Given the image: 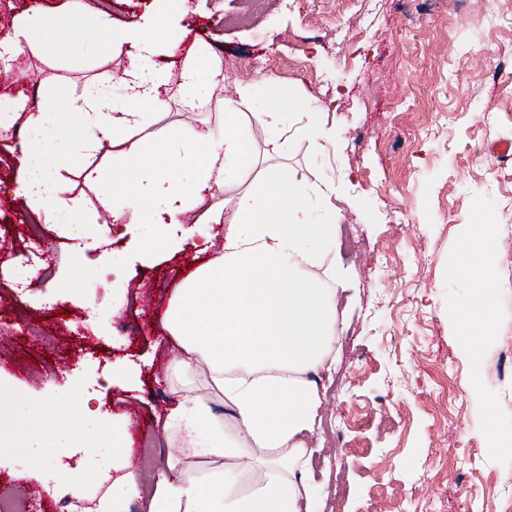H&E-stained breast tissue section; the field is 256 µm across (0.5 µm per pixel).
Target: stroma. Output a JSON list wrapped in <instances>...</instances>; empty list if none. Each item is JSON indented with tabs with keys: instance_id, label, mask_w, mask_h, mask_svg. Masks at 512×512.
Listing matches in <instances>:
<instances>
[{
	"instance_id": "35a3bbf8",
	"label": "stroma",
	"mask_w": 512,
	"mask_h": 512,
	"mask_svg": "<svg viewBox=\"0 0 512 512\" xmlns=\"http://www.w3.org/2000/svg\"><path fill=\"white\" fill-rule=\"evenodd\" d=\"M154 0H95L88 13L113 27L149 21L168 30L171 16ZM181 19L186 43L219 57L212 95L194 112L170 101L146 111L144 136L167 128L200 130L224 123V102L260 84L244 107L258 165L241 180L260 186L279 167L298 184L335 181L329 200L338 227H351L359 259L336 248L328 264L349 283L339 291L345 327L336 362L320 388L322 407L343 423L345 446L312 435L309 476L313 512H332L326 493L344 473V512H512V379L498 375V355L512 342V159L492 145L512 142V0H188ZM103 27L79 28L78 50L62 58L31 54L0 68V88L35 104L50 79L77 99L89 84L110 86L112 108L133 109L118 73L128 48L100 52ZM304 87L334 139L313 148L302 129L308 118L289 114L283 134L291 149L274 151L263 114L276 95ZM0 139V371L21 399L0 424L19 447L0 457V496L27 512H57L43 492L66 461L92 459L131 441L132 472L144 479L145 501L165 468L171 445L153 454L157 422L173 395L164 379L179 348L161 326L174 276L191 262L192 240L179 251L134 261L114 280L106 259L124 250L142 224H116L99 210L88 233L107 230L109 244L75 252L57 224L43 225L39 247L27 235L36 218L16 193L14 149L22 137ZM468 224L494 225L496 267L487 284L496 323L479 365L463 348L456 313L468 279L455 265ZM51 261L52 277L37 275L19 297L13 278ZM80 276L86 306L70 301ZM125 304L113 309V293ZM37 325L40 336L28 333ZM133 364L132 387L110 382L115 361ZM359 379L345 392L336 381ZM97 396L102 416L125 418V431L87 436L76 448L67 430L37 406L64 403L75 392ZM500 439L488 442L487 423Z\"/></svg>"
}]
</instances>
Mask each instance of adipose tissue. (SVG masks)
Segmentation results:
<instances>
[{
    "instance_id": "ef3b65f1",
    "label": "adipose tissue",
    "mask_w": 512,
    "mask_h": 512,
    "mask_svg": "<svg viewBox=\"0 0 512 512\" xmlns=\"http://www.w3.org/2000/svg\"><path fill=\"white\" fill-rule=\"evenodd\" d=\"M61 19L34 9L16 18L0 38V55L16 60L33 49L55 54ZM109 41L125 44L133 62L123 83L133 101L161 110L168 100L195 109L220 72L202 67L204 48L182 63L176 83L164 81L155 58L175 53V36H159L147 24L108 29ZM248 86L224 103V125L190 132L168 130L157 140L142 135L144 115L112 109L109 87L89 85L80 99L60 103L51 93L25 120L17 162L26 208L42 223L67 222L74 231L89 223L83 197L72 194L61 171L81 167L87 182L100 177L90 161L110 146L124 165L112 173V191L100 207L150 233L132 243L134 257L177 250L170 226L214 188L239 185L257 159L241 104ZM65 136L67 153L56 139ZM333 185L295 186L276 173L262 189L240 188L213 215L221 227L218 256L180 279L162 324L180 348L168 382L176 398L160 422L161 437L175 447L155 485L147 512H302L309 505L307 437L321 404L317 380L336 343V272L324 255L336 248V213L315 221ZM456 264L470 277V293L458 306L464 345L478 353L495 337L496 324L484 285L494 265V228L468 225ZM223 402L227 416L215 414ZM130 451L113 449L98 460L116 472L115 489L99 492L88 512H129L142 486L128 472ZM208 471H200L199 463Z\"/></svg>"
}]
</instances>
